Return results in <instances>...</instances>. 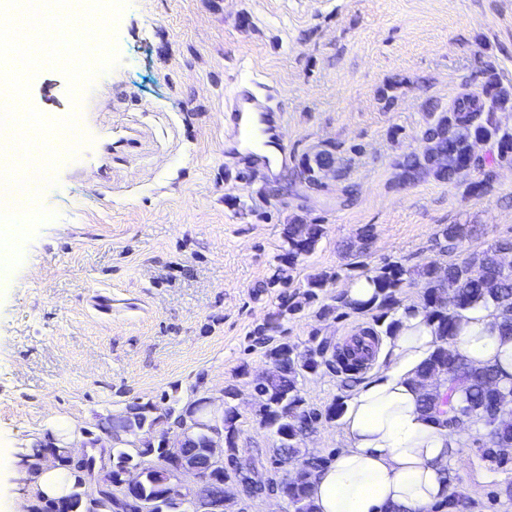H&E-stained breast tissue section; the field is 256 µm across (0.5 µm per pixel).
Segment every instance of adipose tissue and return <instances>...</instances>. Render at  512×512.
Segmentation results:
<instances>
[{
  "mask_svg": "<svg viewBox=\"0 0 512 512\" xmlns=\"http://www.w3.org/2000/svg\"><path fill=\"white\" fill-rule=\"evenodd\" d=\"M493 323L489 308L465 313L454 343L473 364L497 366L508 386L512 336H500ZM434 346L424 313L404 314L399 331L382 348L380 367L344 402V446L312 484L317 512H430L447 498V470L459 439L419 409L417 372ZM0 454L5 470L27 484L25 496L12 500L8 512H28L39 497L60 499L75 482L74 472L59 464L15 457L9 446Z\"/></svg>",
  "mask_w": 512,
  "mask_h": 512,
  "instance_id": "adipose-tissue-1",
  "label": "adipose tissue"
}]
</instances>
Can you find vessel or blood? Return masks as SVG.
Segmentation results:
<instances>
[{
	"instance_id": "b4317fda",
	"label": "vessel or blood",
	"mask_w": 512,
	"mask_h": 512,
	"mask_svg": "<svg viewBox=\"0 0 512 512\" xmlns=\"http://www.w3.org/2000/svg\"><path fill=\"white\" fill-rule=\"evenodd\" d=\"M279 97L276 88L259 79L236 77L224 107L228 136L249 144L255 151L254 163L262 170L288 158L287 119Z\"/></svg>"
}]
</instances>
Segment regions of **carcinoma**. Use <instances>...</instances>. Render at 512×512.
Returning <instances> with one entry per match:
<instances>
[{
    "label": "carcinoma",
    "mask_w": 512,
    "mask_h": 512,
    "mask_svg": "<svg viewBox=\"0 0 512 512\" xmlns=\"http://www.w3.org/2000/svg\"><path fill=\"white\" fill-rule=\"evenodd\" d=\"M484 82L479 92L458 96L445 112L439 113L425 129L422 149L396 162L397 178L404 183H416L428 177L451 183L466 170L483 171L484 178L472 183V193L481 194L493 178L485 159L476 155L477 142L490 143L496 148V164L512 165V133L501 129L496 111L512 110V92L503 88L495 67L487 63L483 68ZM326 162H335L333 153L322 150L314 157H305L299 164V175L317 188L319 172ZM471 224H450L436 239L440 251L451 253L463 241L473 237ZM324 235L321 224L292 222L284 229L283 253L269 284L282 282V266L290 268L305 262ZM373 239V227L366 225L350 245L355 257L366 254ZM512 252V238L499 239L479 253L444 265L429 264L415 271L396 262H389L366 275L372 288L370 298L356 302L342 291L327 295L328 284L337 274L317 272L306 277L302 288L281 300L264 324L255 329L269 368L248 381L251 396L256 402L255 416L259 424L276 436L272 448L273 463L289 465L281 478L270 475L265 458L260 452L247 453L240 447L241 430L237 424L240 414L232 401L238 396L236 386L224 389V415L214 418L206 398L189 401L175 399L165 407L147 401L136 402L117 415L101 419L99 427L106 433L131 436L133 443L112 442L107 449L109 465L94 470V461L80 467L72 459L71 449L49 442L36 449L35 456L47 461H58L73 467L77 473L74 491L58 501L39 502L30 512H116V501L127 496L122 486L124 473H140L134 496L155 501L156 512H181L179 492L173 488L180 459L198 464L210 460L208 431L213 422H224V478L200 485L190 494L215 504L224 496V485L237 483L248 499L271 494L287 498L290 512H315L311 499L312 479L331 462L324 456L312 455L303 448L305 439L324 419L332 420L341 413L342 406L333 404L326 409L307 403L302 395L301 382L327 368L341 377L344 388L350 389L362 381L369 346L359 341L352 349H330L327 339L313 334L304 350L276 338L283 321L317 305L319 316L327 317L338 310L344 313L380 315L378 323L391 317L383 331L373 327L365 335L375 339L384 334L392 336L400 326L398 312H410L413 304H404L402 294L413 277L424 280L426 288L420 308L431 323L437 344L429 358L418 370V381L433 377L446 380L445 391L425 393L421 410L438 416L441 425L452 436L466 427L475 428L481 457L498 465L506 463L498 449L512 447V416L502 418L490 426L489 417L501 406L508 388L500 385L498 371L491 366L468 362L453 342L460 331L463 313L479 305L492 306L494 327L502 336H512V267L500 263V255ZM95 483L112 487V497L93 493L88 476Z\"/></svg>",
    "instance_id": "obj_1"
}]
</instances>
